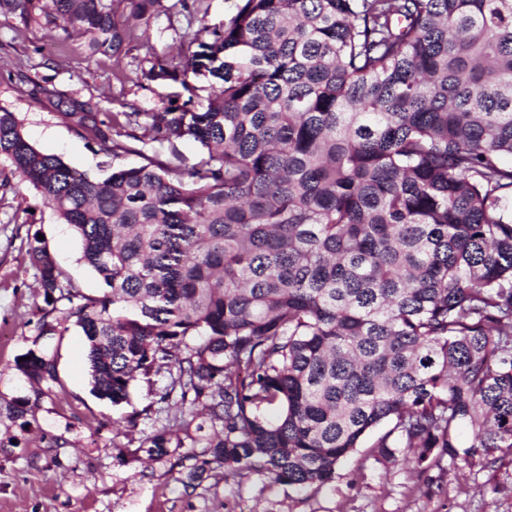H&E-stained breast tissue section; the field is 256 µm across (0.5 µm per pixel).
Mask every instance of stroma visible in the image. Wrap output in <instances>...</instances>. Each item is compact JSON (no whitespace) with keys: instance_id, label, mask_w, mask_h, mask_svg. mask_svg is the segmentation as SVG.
I'll list each match as a JSON object with an SVG mask.
<instances>
[{"instance_id":"1","label":"stroma","mask_w":512,"mask_h":512,"mask_svg":"<svg viewBox=\"0 0 512 512\" xmlns=\"http://www.w3.org/2000/svg\"><path fill=\"white\" fill-rule=\"evenodd\" d=\"M152 33L158 55L168 56L193 30L174 9L154 19ZM133 65L125 54L91 58L78 36L59 30L49 39L15 16L0 15V107L16 113L32 145L89 175H101L104 155L64 119L57 101L90 105L105 118L124 108L162 111L166 87L117 79ZM35 83L43 94L31 95ZM37 233L76 288L100 293L78 234L0 158V403L30 400L28 428L0 415V512H512L507 459L484 469L448 465L421 474L410 464L376 463L360 449L319 489L298 491L256 475L184 489L186 449L161 463L133 451L132 440L156 427L142 412L146 386L133 397L141 412L137 427L118 433L111 404L91 391L81 331L72 325L41 335L46 303L26 253L28 236ZM30 351L54 363L56 381L33 384L17 370V360Z\"/></svg>"}]
</instances>
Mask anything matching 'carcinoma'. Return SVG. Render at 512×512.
I'll list each match as a JSON object with an SVG mask.
<instances>
[{
    "label": "carcinoma",
    "instance_id": "cac0c4a2",
    "mask_svg": "<svg viewBox=\"0 0 512 512\" xmlns=\"http://www.w3.org/2000/svg\"><path fill=\"white\" fill-rule=\"evenodd\" d=\"M164 2L0 0L102 57L128 12L135 84L188 93L108 122L64 112L109 158L99 178L0 108V157L103 284L83 294L28 238L92 392L121 411L147 383L163 424L138 450L200 446L186 490L210 472L319 488L361 447L420 472L512 456V0H233L161 58ZM180 139L204 149L187 169ZM127 153L142 162L113 165ZM28 356L30 381L57 380Z\"/></svg>",
    "mask_w": 512,
    "mask_h": 512
}]
</instances>
